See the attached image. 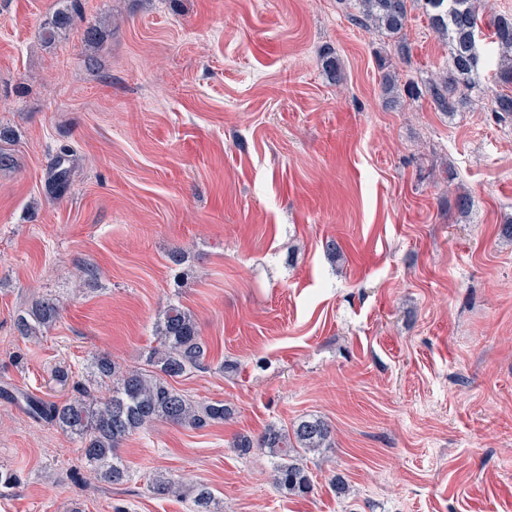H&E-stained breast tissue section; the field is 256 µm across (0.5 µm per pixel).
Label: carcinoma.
<instances>
[{
    "label": "carcinoma",
    "instance_id": "1",
    "mask_svg": "<svg viewBox=\"0 0 512 512\" xmlns=\"http://www.w3.org/2000/svg\"><path fill=\"white\" fill-rule=\"evenodd\" d=\"M68 8L58 9L42 27L43 43L55 42L62 29L69 26L79 12L78 0ZM416 0H357L358 14L353 21L373 27L396 39L400 61L411 60L410 48L402 32ZM431 29L448 45V63L420 90L411 85L399 89L389 72L382 75L388 92L411 100L426 96L434 108L448 115L467 103L472 89L471 77L481 63L479 38L488 29L491 44L496 46L497 83L512 86V15L486 17L477 0H423ZM491 111L497 118L512 121V92H498L491 99ZM70 149L63 147L55 158L53 183L64 191L70 183ZM60 317V305L52 298H40L16 320L17 330L27 340L44 336ZM157 346L146 356V367L123 370L108 354H95L88 364V377L71 379L72 396L55 402L33 396L25 397L28 413L71 435L79 444L81 455L99 478L120 484L129 477L121 457L120 445L131 435L157 421L200 430L233 417L232 408L222 401L199 404L171 384V380L194 370L206 369L207 346L199 334L193 314L179 304H170L158 314L154 326ZM109 380V394L99 396L91 385ZM334 444L332 429L320 418L302 419L287 430L274 423L256 437L238 435L232 448L242 455L259 452L274 460L273 483L286 496H302L312 490L307 467L300 453L321 455ZM183 481L165 474L156 475L150 491L159 497H182ZM191 512H218L208 488L199 486L192 494Z\"/></svg>",
    "mask_w": 512,
    "mask_h": 512
}]
</instances>
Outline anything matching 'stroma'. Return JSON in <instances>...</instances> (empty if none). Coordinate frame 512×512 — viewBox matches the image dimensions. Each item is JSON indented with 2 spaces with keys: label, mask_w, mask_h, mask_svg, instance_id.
I'll return each instance as SVG.
<instances>
[{
  "label": "stroma",
  "mask_w": 512,
  "mask_h": 512,
  "mask_svg": "<svg viewBox=\"0 0 512 512\" xmlns=\"http://www.w3.org/2000/svg\"><path fill=\"white\" fill-rule=\"evenodd\" d=\"M54 4L0 0V469L20 477L0 512H188L150 493L157 473L207 485L221 512H512V129L489 109L494 66L447 116L382 87L379 62L422 85L448 60L419 4L408 65L354 0H81L46 45ZM42 297L62 316L23 339L16 317ZM173 301L208 349L175 388L235 415L154 423L120 448L128 480L99 481L5 394L65 401L55 369L96 353L143 366ZM305 416L335 446L306 459L313 491L285 496L271 459L231 442Z\"/></svg>",
  "instance_id": "obj_1"
}]
</instances>
